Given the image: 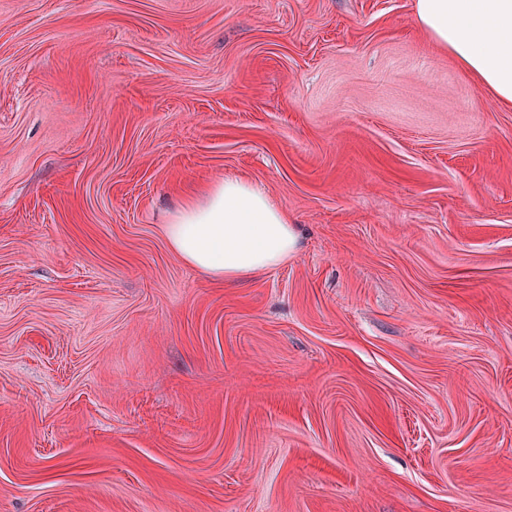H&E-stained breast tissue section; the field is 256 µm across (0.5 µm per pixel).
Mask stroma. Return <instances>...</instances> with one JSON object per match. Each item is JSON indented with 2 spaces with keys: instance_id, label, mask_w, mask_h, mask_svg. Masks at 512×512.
Masks as SVG:
<instances>
[{
  "instance_id": "obj_1",
  "label": "stroma",
  "mask_w": 512,
  "mask_h": 512,
  "mask_svg": "<svg viewBox=\"0 0 512 512\" xmlns=\"http://www.w3.org/2000/svg\"><path fill=\"white\" fill-rule=\"evenodd\" d=\"M0 512H512V110L412 0H0ZM163 234L183 262L227 285L281 266L299 244L288 213L244 177L224 178L184 199Z\"/></svg>"
}]
</instances>
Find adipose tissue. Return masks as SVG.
Instances as JSON below:
<instances>
[{
	"label": "adipose tissue",
	"instance_id": "obj_1",
	"mask_svg": "<svg viewBox=\"0 0 512 512\" xmlns=\"http://www.w3.org/2000/svg\"><path fill=\"white\" fill-rule=\"evenodd\" d=\"M413 16L466 76L512 109V0H413ZM163 234L183 262L228 285L281 266L299 244L287 213L244 177L184 199Z\"/></svg>",
	"mask_w": 512,
	"mask_h": 512
}]
</instances>
